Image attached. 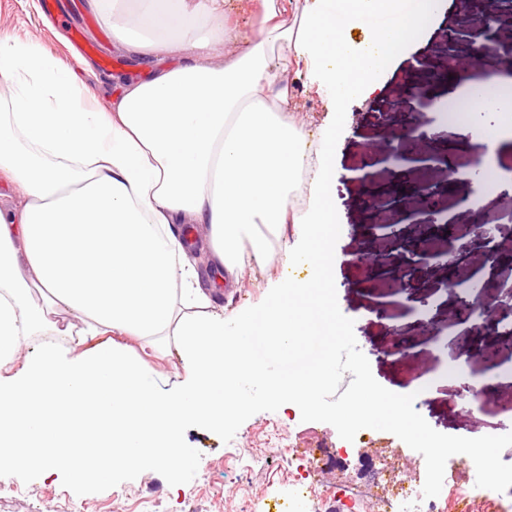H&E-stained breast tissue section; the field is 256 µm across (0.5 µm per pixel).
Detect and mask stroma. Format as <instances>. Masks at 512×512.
I'll return each mask as SVG.
<instances>
[{"label":"stroma","mask_w":512,"mask_h":512,"mask_svg":"<svg viewBox=\"0 0 512 512\" xmlns=\"http://www.w3.org/2000/svg\"><path fill=\"white\" fill-rule=\"evenodd\" d=\"M74 2L69 26L63 29L45 21L41 0H0V34L34 42L62 59L90 85L96 78L115 74L133 79L145 77V70L130 61L124 49L113 41L111 26L86 13L84 0ZM461 20L454 0H444L429 30L410 46L398 65L382 76L381 91L346 108L340 117L343 129L332 151L336 168L338 231L333 248L338 305L354 322L358 347L367 357L374 378L399 394L432 377L440 365L454 362L455 352L451 337L426 339L418 315L409 312L391 289L371 293L366 283L355 280L347 265L349 255L361 243H369L375 251L385 248L384 241L369 239L362 225L353 182L354 175L365 169L366 140L380 137L381 132L370 123H359L358 117L377 111L391 89L413 71L417 59H441L446 30ZM88 64L93 67L89 73L84 70ZM292 90L295 102L305 114L310 137L318 138L321 127L332 119L326 94L318 93L302 79L293 84ZM454 218L464 231L495 219L505 225L512 221V200L498 196L483 205L461 207L456 209ZM302 275V270L288 267L281 259L261 270L247 265L237 284L215 292V304L228 314L258 308L267 300L269 282ZM381 302L390 305L389 320L368 323V307ZM392 323L403 326V339L410 347V354L402 363L396 362L391 354L398 340L388 329ZM126 347L132 358L146 364L162 387H171L182 377V364L176 354L143 341L127 342ZM459 386V381L451 378L435 380L420 401L417 410L432 428L468 438L512 432V377L485 382L482 409L471 415L463 411L466 400ZM337 439L331 424L302 421L293 411L260 400L251 410L225 423L223 430L196 424L185 429L182 442L195 455V465L187 475L147 467L122 471L106 483L80 484L61 473H33L20 478L12 471L0 469V512H240L242 502L253 490H265L271 497L287 495L288 473L296 468L286 453L287 447L308 448L318 440L332 447ZM236 448L254 449L258 463L232 461L229 454ZM348 463L345 472L335 471L328 476V484L337 490V497L306 499L296 512H337L343 503L350 506L351 512H374L371 504L353 497L352 491L359 484L356 472L360 463L354 455Z\"/></svg>","instance_id":"35a3bbf8"}]
</instances>
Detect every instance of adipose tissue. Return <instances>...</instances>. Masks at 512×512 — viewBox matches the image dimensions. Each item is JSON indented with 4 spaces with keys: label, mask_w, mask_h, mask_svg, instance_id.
Masks as SVG:
<instances>
[{
    "label": "adipose tissue",
    "mask_w": 512,
    "mask_h": 512,
    "mask_svg": "<svg viewBox=\"0 0 512 512\" xmlns=\"http://www.w3.org/2000/svg\"><path fill=\"white\" fill-rule=\"evenodd\" d=\"M234 2L88 0L149 69L115 78L103 107L68 65L0 36V179L27 198L0 209L1 470L98 482L176 465L189 423L222 428L258 393L297 408L317 398L312 364L334 372L336 253L321 231L336 221V128L308 145L290 86L317 84L338 112L375 93L413 42L412 0ZM477 72L449 79V99L512 112V76ZM186 224L205 228L209 284ZM279 257L304 278L277 280L261 309H214L212 290ZM26 336L41 342L22 364ZM56 336L97 345L71 359ZM122 336L174 345L178 386L159 389Z\"/></svg>",
    "instance_id": "1"
}]
</instances>
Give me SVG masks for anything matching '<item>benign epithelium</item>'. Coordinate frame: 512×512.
<instances>
[{
    "label": "benign epithelium",
    "mask_w": 512,
    "mask_h": 512,
    "mask_svg": "<svg viewBox=\"0 0 512 512\" xmlns=\"http://www.w3.org/2000/svg\"><path fill=\"white\" fill-rule=\"evenodd\" d=\"M460 11L467 21L450 27L446 34V51L460 63L476 65L492 56L500 63H512V37H504L502 20L512 17V0H459ZM448 73L445 64H419L406 84L395 87L390 95V111L370 113L374 127L387 132L378 141H369L367 148L373 160L382 164L402 166L416 162L412 184L404 191L392 183H379L369 176L353 178L359 186V204L363 225L371 232L385 230L383 253L365 252L364 248L350 255L349 267L359 279L376 289L383 283L397 285L398 294L409 303L414 301L418 283L435 267L447 271V288L456 298L459 321L468 323L454 336L455 354L475 357L483 351L481 337L488 327L500 324V309L512 302V286H500L496 296L485 299V281L472 270L473 260L492 261L497 266L501 253L496 243L502 225L485 224L469 236L459 226L448 222L447 212L423 203L435 195L454 197L457 177L448 168V156L459 160L465 153L460 141L451 139L447 153L440 155L414 151L403 134L418 128L416 115L421 105L418 85L433 80L439 73ZM448 170V178L440 181L435 173Z\"/></svg>",
    "instance_id": "obj_1"
}]
</instances>
